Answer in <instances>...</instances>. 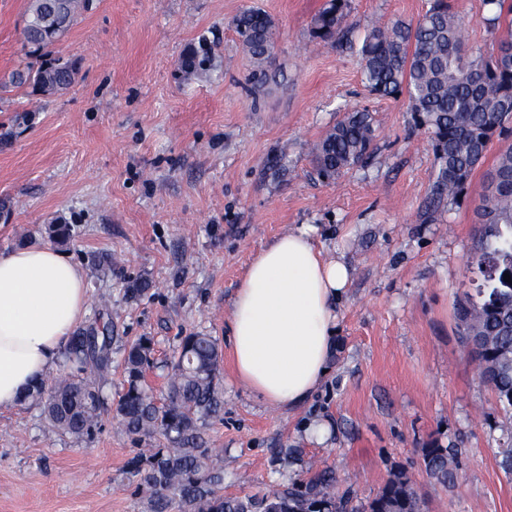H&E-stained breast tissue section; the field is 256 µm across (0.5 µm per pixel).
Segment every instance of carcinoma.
<instances>
[{"label":"carcinoma","instance_id":"carcinoma-1","mask_svg":"<svg viewBox=\"0 0 512 512\" xmlns=\"http://www.w3.org/2000/svg\"><path fill=\"white\" fill-rule=\"evenodd\" d=\"M498 9L492 18V50L466 46L464 27L446 0H433L414 25L401 20L374 24L358 50L362 76L379 97L405 94L416 123L429 133L435 177L429 209L453 204L463 194L488 145L507 136L512 124V4L486 0ZM88 9L87 0H30L23 27L32 52H48ZM347 0H330L313 20V34L339 41L345 28ZM243 53L253 69L250 81L261 87L270 78L271 48L276 37L272 18L254 6L234 19ZM77 63L57 57L34 70L16 68L0 87L30 86L41 94L68 89ZM376 129L370 112L352 108L311 144L317 175L330 180L366 163ZM480 283L458 309L464 335L477 336L481 381L494 392L504 412L512 413V147L500 152L487 174L482 203L476 210ZM152 282H127L123 296L138 302L151 296ZM122 369L123 391L108 402L101 380L114 366ZM53 381L32 385L25 399L42 403L47 424L76 439L89 438L102 415L113 409L133 441L150 444L130 461L129 472L143 494L144 512H348V500L336 490L326 469L262 494H224V458L210 447L206 429L224 408L220 355L214 337L193 331L179 337L173 359L158 362L152 340L123 341L102 314L73 332ZM169 375L164 402L145 385L147 370ZM425 470L437 482L454 480L456 454L433 442L422 450ZM367 512H424V500L404 470H397L367 504Z\"/></svg>","mask_w":512,"mask_h":512}]
</instances>
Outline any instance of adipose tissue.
Returning a JSON list of instances; mask_svg holds the SVG:
<instances>
[{
  "label": "adipose tissue",
  "mask_w": 512,
  "mask_h": 512,
  "mask_svg": "<svg viewBox=\"0 0 512 512\" xmlns=\"http://www.w3.org/2000/svg\"><path fill=\"white\" fill-rule=\"evenodd\" d=\"M349 279L347 265L326 258L307 227L253 257L227 321L234 372L249 391L291 407L317 390ZM86 302L83 270L56 249L0 251V412L54 367Z\"/></svg>",
  "instance_id": "obj_1"
}]
</instances>
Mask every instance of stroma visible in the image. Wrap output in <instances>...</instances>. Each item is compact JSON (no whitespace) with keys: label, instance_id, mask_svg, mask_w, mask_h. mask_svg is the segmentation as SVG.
Masks as SVG:
<instances>
[{"label":"stroma","instance_id":"obj_1","mask_svg":"<svg viewBox=\"0 0 512 512\" xmlns=\"http://www.w3.org/2000/svg\"><path fill=\"white\" fill-rule=\"evenodd\" d=\"M432 2L348 0L350 43L340 46L313 36L328 0H93L54 48L77 62L74 84L0 94V251L52 245V225H73L62 252L84 268L88 311L107 308L128 340L152 338L159 359L179 334L216 338L224 412L207 435L224 457L225 493L313 467L361 507L402 469L427 512H512V478L496 457L512 417L480 381L457 315L485 175L512 136L489 145L459 203L427 211L429 136L406 96L370 92L356 52L370 20L413 24ZM448 2L469 44L489 46L492 7ZM247 5L277 28L276 81L260 89L232 24ZM26 10L27 0H0V75L39 62L23 47ZM190 51L198 69L188 79ZM353 107L373 116L374 152L321 179L308 145ZM279 154L281 172L271 167ZM303 226L351 276L328 375L305 403L275 407L237 380L226 324L253 256ZM92 253L119 264L98 272ZM140 276L151 297L125 301L126 279ZM432 441L457 454L451 483L424 468ZM136 448L110 417L77 440L52 430L37 402L2 412L0 512H143L127 466Z\"/></svg>","mask_w":512,"mask_h":512}]
</instances>
